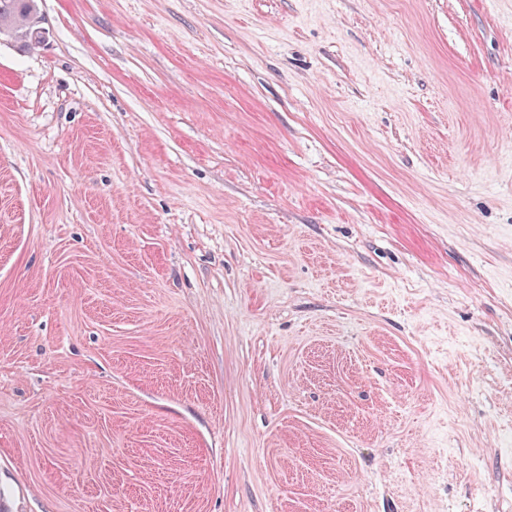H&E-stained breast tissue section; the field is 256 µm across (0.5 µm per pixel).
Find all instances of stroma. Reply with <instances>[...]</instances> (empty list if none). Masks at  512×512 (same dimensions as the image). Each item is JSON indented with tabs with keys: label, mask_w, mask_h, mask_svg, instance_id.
<instances>
[{
	"label": "stroma",
	"mask_w": 512,
	"mask_h": 512,
	"mask_svg": "<svg viewBox=\"0 0 512 512\" xmlns=\"http://www.w3.org/2000/svg\"><path fill=\"white\" fill-rule=\"evenodd\" d=\"M0 43L8 512H512V0H41ZM22 17L24 19L22 24L30 26V29L26 27L25 29L18 31V35L15 37L16 48L21 52H28L30 49L28 46L33 41L31 28L36 27L34 31L37 34V37L33 41V46L35 47H40L44 43L46 39V31L45 28L41 26L43 18L38 7H36L35 10L32 9V11L24 13Z\"/></svg>",
	"instance_id": "1"
}]
</instances>
